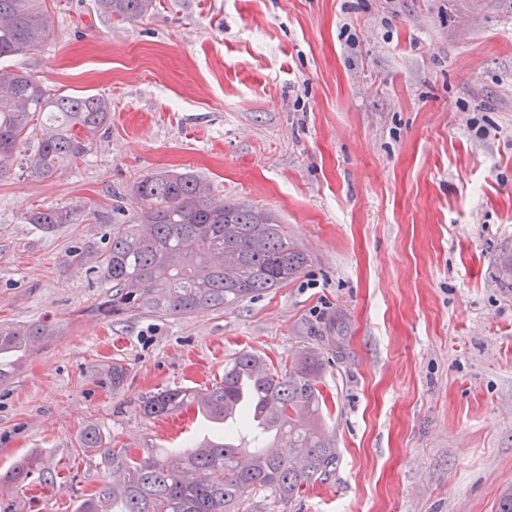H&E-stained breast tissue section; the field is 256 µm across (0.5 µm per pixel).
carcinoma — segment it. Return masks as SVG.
<instances>
[{
  "mask_svg": "<svg viewBox=\"0 0 512 512\" xmlns=\"http://www.w3.org/2000/svg\"><path fill=\"white\" fill-rule=\"evenodd\" d=\"M107 17L135 21L149 15L156 0H95ZM51 0H0V59L33 50L53 26ZM112 104L102 95H54L33 77L0 66V176L9 172L16 150L35 144L26 172L47 179L81 160L94 135L110 127ZM135 217L112 228L100 265L109 291L90 310L104 320L140 312L185 316L222 310L278 288L308 264V255L288 241L277 216L245 203L214 198L211 183L190 171L146 175L132 187ZM75 210L32 211L27 222L51 232L73 223ZM53 335L48 324L0 326V382L33 342ZM319 353L306 349L283 368L241 353L224 377L199 391L167 388L142 400L149 417H166L195 406L213 423L224 411L241 408L244 380L253 384L270 436L254 444L243 464L236 443L204 439L190 451L150 450L137 458L126 448H108L117 482L85 497L76 512H245L251 494L263 491L287 502L336 465V448L322 427L317 379ZM288 440V455L276 442Z\"/></svg>",
  "mask_w": 512,
  "mask_h": 512,
  "instance_id": "obj_1",
  "label": "carcinoma"
}]
</instances>
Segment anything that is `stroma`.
I'll list each match as a JSON object with an SVG mask.
<instances>
[{"label":"stroma","instance_id":"35a3bbf8","mask_svg":"<svg viewBox=\"0 0 512 512\" xmlns=\"http://www.w3.org/2000/svg\"><path fill=\"white\" fill-rule=\"evenodd\" d=\"M7 64L112 100L76 166L0 177V325L57 331L0 382V478L34 463L0 495L12 512H75L112 477L106 449L218 429L191 407L161 435L146 396L306 348L335 469L249 512H495L512 487V0H157L137 21L59 0L49 40ZM163 169L275 211L307 266L221 311L90 315L130 189ZM48 207L77 219L26 223ZM90 427L102 445L80 450Z\"/></svg>","mask_w":512,"mask_h":512}]
</instances>
